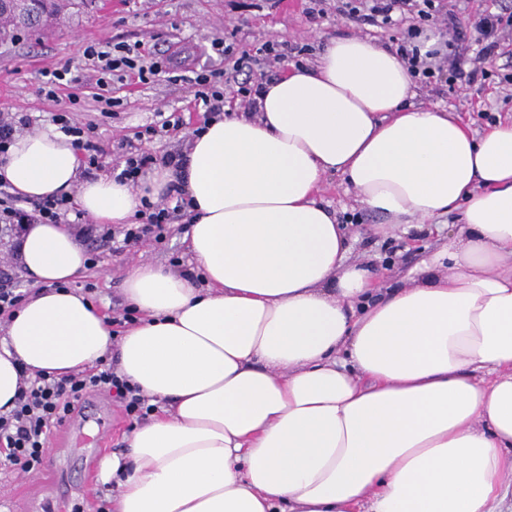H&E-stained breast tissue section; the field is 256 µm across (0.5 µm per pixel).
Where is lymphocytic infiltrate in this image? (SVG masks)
Wrapping results in <instances>:
<instances>
[{"label":"lymphocytic infiltrate","mask_w":512,"mask_h":512,"mask_svg":"<svg viewBox=\"0 0 512 512\" xmlns=\"http://www.w3.org/2000/svg\"><path fill=\"white\" fill-rule=\"evenodd\" d=\"M307 11L310 20L324 17L328 11L348 16L364 25L380 29L406 24V14H416L418 20L406 24L397 52L409 73L422 84L441 81L443 77L474 82L484 70L486 61L496 56L504 43L512 42V27H506L496 14H487L478 24L476 44L457 36L455 13L443 0H313ZM436 29L444 39L428 45L429 29ZM84 58L92 71L97 87H105L107 75L120 69L136 71L141 83H148L160 73L169 71V58L158 55L113 56L111 51L90 45ZM190 83L194 100L202 104L207 117L215 118L224 112L225 104L236 102L252 110L258 86L238 80L223 69L197 71ZM51 120L71 136L84 165H102L103 149L94 141L93 124L75 120L72 113L55 112ZM186 158L183 149L176 148L163 156L134 148L127 150L116 163L115 178L129 186H137L141 175L153 165L163 164L180 168ZM7 181L0 180V235L20 238L29 224H69L75 235L85 241L104 240L112 245L113 255L138 251L147 244L161 243L174 216L190 205L182 188L157 203L146 204L136 223L104 228L86 222L75 215L74 203L68 196H51L20 205L16 196L7 190ZM93 393L113 395L123 406L126 415L144 419L152 407L139 389L119 375L114 365L99 364L94 369L56 380L44 375L23 378L12 410L0 413V469L25 473L38 469L45 456L46 436L52 426L64 423L75 413L79 403Z\"/></svg>","instance_id":"obj_1"}]
</instances>
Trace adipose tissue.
Wrapping results in <instances>:
<instances>
[{
	"label": "adipose tissue",
	"mask_w": 512,
	"mask_h": 512,
	"mask_svg": "<svg viewBox=\"0 0 512 512\" xmlns=\"http://www.w3.org/2000/svg\"><path fill=\"white\" fill-rule=\"evenodd\" d=\"M413 95L395 52L355 35L135 189L79 181L54 128L16 136L13 193H76L99 224L132 223L182 180L203 284L140 263L125 292L141 317L116 342L71 287L87 253L68 225H26L38 289L0 329V412L21 371L60 377L115 348L163 408L100 462L112 512H495L512 478V122L476 138ZM327 174L388 223L457 209L464 226L410 286L383 288L345 263V229L315 200Z\"/></svg>",
	"instance_id": "ef3b65f1"
}]
</instances>
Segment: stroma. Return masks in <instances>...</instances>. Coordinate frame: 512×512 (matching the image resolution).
Returning <instances> with one entry per match:
<instances>
[{
	"mask_svg": "<svg viewBox=\"0 0 512 512\" xmlns=\"http://www.w3.org/2000/svg\"><path fill=\"white\" fill-rule=\"evenodd\" d=\"M309 0H281L270 9L267 0H84L65 10L59 24L43 36H21L13 45L0 47V110L30 118L31 130L50 126L51 115L69 111L82 123L96 126L97 140L121 154L122 141H134L145 126L154 124L159 113L181 115L183 127L169 137L142 141L143 149L160 155L187 140V129L203 120V110L194 106L188 82L157 76L147 84L134 78L113 81L95 92L87 85L88 70L83 52L88 45L126 44L164 54L182 46L194 68L223 67L222 58L210 49L216 36L233 37L237 51H253L265 41L278 39L308 47L307 62H314L331 39L360 33L380 44H392L399 30L361 31L351 20L336 14L319 23L306 15ZM505 57L486 64L487 75L467 84L438 81L418 90L416 107H441L459 115L475 133L485 132L497 121L512 118V88L503 81ZM69 65L72 80L60 86L55 100L38 96L45 73ZM319 202L334 211L353 236L351 260H366L383 271L388 283L409 284L414 271L441 242L437 236L412 228L382 235L376 227L381 216L364 208L354 190L346 188L341 176H327L318 193ZM188 224L177 216L162 243L143 248L138 254L113 256L107 243H100L103 260L77 280L79 291L104 313L126 307L124 284L134 268L149 261L173 270L190 266L187 248ZM132 429L122 407L108 394L88 396L73 416L72 426L53 428L48 436L46 460L40 471L0 472V506L8 512H35L31 497L21 487H37L44 479L61 481L67 507L80 512H99L111 503L115 485L98 480L100 459L126 448L125 434Z\"/></svg>",
	"mask_w": 512,
	"mask_h": 512,
	"instance_id": "obj_1",
	"label": "stroma"
}]
</instances>
